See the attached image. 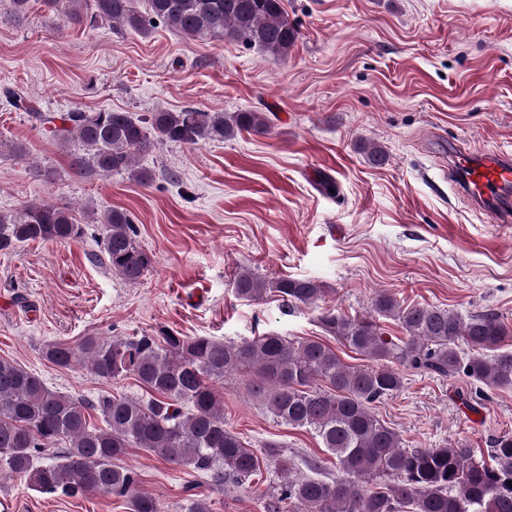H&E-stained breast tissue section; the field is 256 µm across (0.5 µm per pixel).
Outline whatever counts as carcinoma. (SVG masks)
Wrapping results in <instances>:
<instances>
[{
	"instance_id": "carcinoma-1",
	"label": "carcinoma",
	"mask_w": 512,
	"mask_h": 512,
	"mask_svg": "<svg viewBox=\"0 0 512 512\" xmlns=\"http://www.w3.org/2000/svg\"><path fill=\"white\" fill-rule=\"evenodd\" d=\"M147 3V11L138 9ZM56 23L94 28L111 22L136 33L161 22L173 31L212 41H234L285 58L300 37L285 0H43ZM53 130L81 149L71 154L77 173L108 177L129 172L152 182L140 158L157 144L223 142L247 132L267 135L263 112H215L184 108L136 116L81 110L60 116ZM99 240L112 273L135 284L152 266V254L136 240L131 216L103 215ZM85 229L68 205L31 202L0 213V252L28 242L78 243ZM235 294L248 302L278 296L290 305L319 308L327 289L314 279H268L243 270ZM394 319L402 337H386L376 317ZM325 333L365 357L346 364L321 338H288L275 332L241 342L207 336H99L76 345L50 342L46 361L61 368L81 365L105 380L129 374L148 399L101 395L79 399L49 388L42 378L0 359V470L26 479L42 494L77 496L101 492L128 503L130 512H161L159 501L138 490L136 472L117 464L130 448L189 467L222 492L245 491L262 512H512V435L494 440L491 462L461 442L442 448H408L372 405L403 386L399 367L442 376H463L479 389L512 387V336L494 312L464 316L431 305L401 307L382 292L372 314L352 318L320 308ZM250 375L249 398L276 420L315 435L336 459L338 474L321 461H306L311 475L291 473V461L274 444L265 461L281 472L274 491L260 489L257 452L224 423L216 383L228 374ZM104 426L91 423V413ZM53 449L49 462L39 461Z\"/></svg>"
}]
</instances>
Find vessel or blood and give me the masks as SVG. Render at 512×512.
<instances>
[{"mask_svg":"<svg viewBox=\"0 0 512 512\" xmlns=\"http://www.w3.org/2000/svg\"><path fill=\"white\" fill-rule=\"evenodd\" d=\"M448 151L453 165L448 174L463 198L478 204L495 223L512 222V155L474 154L452 141Z\"/></svg>","mask_w":512,"mask_h":512,"instance_id":"b4317fda","label":"vessel or blood"}]
</instances>
